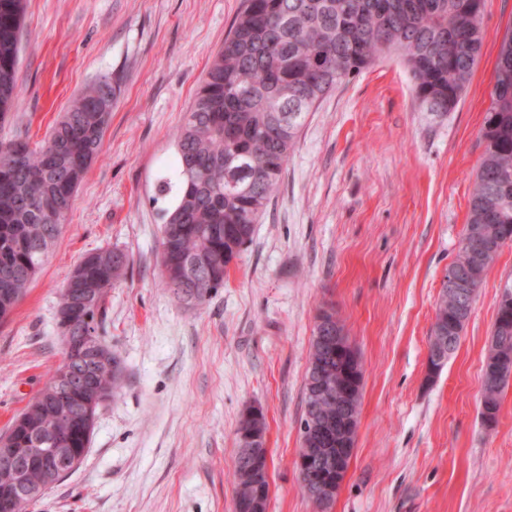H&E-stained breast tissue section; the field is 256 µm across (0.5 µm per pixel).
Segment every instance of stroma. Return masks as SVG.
<instances>
[{
	"label": "stroma",
	"instance_id": "35a3bbf8",
	"mask_svg": "<svg viewBox=\"0 0 512 512\" xmlns=\"http://www.w3.org/2000/svg\"><path fill=\"white\" fill-rule=\"evenodd\" d=\"M243 0H28L23 88L0 140L41 143L71 99L119 90L102 150L27 295L0 324V436L61 360L60 292L86 252L130 266L107 300L126 368L87 453L29 512H234L237 425L266 415L268 512H317L298 475L303 384L320 308L363 368L353 454L328 512H512V384L481 416L496 302L512 245L489 269L456 352L426 379L430 328L459 249L512 0H485L486 39L454 112L435 118L385 59L308 116L280 188L224 288L180 305L159 279L153 198L198 81Z\"/></svg>",
	"mask_w": 512,
	"mask_h": 512
}]
</instances>
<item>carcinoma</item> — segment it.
Wrapping results in <instances>:
<instances>
[{
    "label": "carcinoma",
    "instance_id": "cac0c4a2",
    "mask_svg": "<svg viewBox=\"0 0 512 512\" xmlns=\"http://www.w3.org/2000/svg\"><path fill=\"white\" fill-rule=\"evenodd\" d=\"M27 0H0V122L21 95L17 81ZM484 0H243L224 45L215 53L196 89L185 122L174 133L173 175L160 193L171 196L161 209V278L187 306L205 302L224 287L230 270L252 240L255 224L279 191L283 170L310 112L336 87L386 56L397 57L413 83L418 108L437 118L454 111L478 63L485 40ZM118 82L102 78L74 98L39 148L28 136L0 141V323L26 295L62 232L74 193L101 152ZM481 161L469 199L459 250L449 264L474 291L463 298L442 283L430 329L428 351L457 349L489 266L471 242L482 237L512 241V27L503 35L494 70L490 106L479 132ZM129 255L101 247L83 255L76 270L84 286L108 293L126 273ZM194 277V288L179 287ZM509 330L492 332L484 364L483 421H497L500 397L512 381V289L497 302ZM344 329L331 307L316 316L307 371L336 367L320 349L323 325ZM62 342L91 330L106 334V306L57 320ZM72 373L83 375L94 355L76 351ZM125 366L116 356L96 367L95 382L112 395ZM304 448L316 443L311 424L336 417L334 403L304 379ZM57 404L31 403L26 424L8 434L19 448L33 447L26 428L52 427ZM259 406L239 416L233 471L238 512H263L269 501L265 434ZM305 492L336 469L313 460L298 469Z\"/></svg>",
    "mask_w": 512,
    "mask_h": 512
}]
</instances>
